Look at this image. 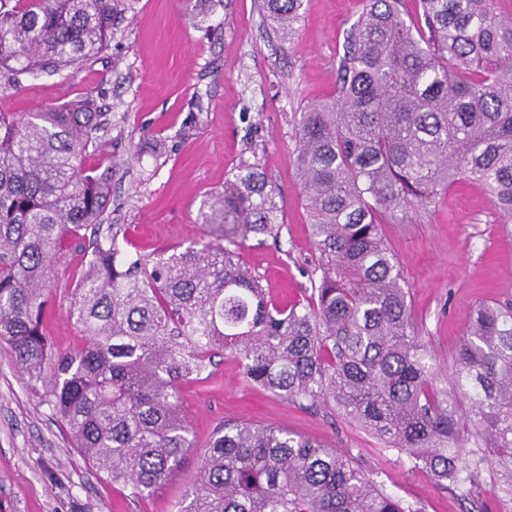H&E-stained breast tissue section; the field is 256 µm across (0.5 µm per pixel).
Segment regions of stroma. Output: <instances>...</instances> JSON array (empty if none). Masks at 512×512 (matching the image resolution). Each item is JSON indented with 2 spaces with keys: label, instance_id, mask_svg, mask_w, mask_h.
<instances>
[{
  "label": "stroma",
  "instance_id": "stroma-1",
  "mask_svg": "<svg viewBox=\"0 0 512 512\" xmlns=\"http://www.w3.org/2000/svg\"><path fill=\"white\" fill-rule=\"evenodd\" d=\"M263 0H128L106 50L77 70L0 86L1 112H31L89 98L106 112L112 154V211L136 247L167 248L203 239L202 196L220 190L241 160L256 159L284 209L280 244L248 243L243 262L274 297L309 296L315 260L310 214L291 164L294 114L331 95L337 65L363 0H306L289 43L268 26ZM402 276L418 334L438 386L455 389L456 353L473 309L512 298V230L476 184L442 193L407 223L383 227ZM56 296L44 323L53 349L82 336ZM193 446L179 474L150 494L106 482L70 445L41 393L22 380L0 347V512H176L199 455L224 421L288 428L361 455L386 489L425 512H497L501 492L482 476L477 501L411 470L334 404L289 402L248 383L238 361L218 359L211 375L182 386Z\"/></svg>",
  "mask_w": 512,
  "mask_h": 512
}]
</instances>
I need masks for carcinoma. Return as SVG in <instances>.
Wrapping results in <instances>:
<instances>
[{"mask_svg":"<svg viewBox=\"0 0 512 512\" xmlns=\"http://www.w3.org/2000/svg\"><path fill=\"white\" fill-rule=\"evenodd\" d=\"M365 0L347 34L335 93L295 116L292 164L317 261L306 301L279 304L239 260L281 238L279 196L245 161L206 195L200 246L128 249L112 205V159L88 168L105 113L90 100L26 116L0 111V345L106 480L150 493L193 447L180 385L229 353L245 380L288 401L333 402L412 469L476 496L490 441L512 501V302L473 312L457 348L471 411L435 383L385 224L454 186L485 187L512 223V15L498 0ZM125 0H0V75H54L106 49ZM282 42L305 0H263ZM91 232L67 286L84 338L56 356L44 321L66 240ZM51 372H46L47 366ZM349 451L286 428L225 423L200 455L178 512H423Z\"/></svg>","mask_w":512,"mask_h":512,"instance_id":"1","label":"carcinoma"}]
</instances>
